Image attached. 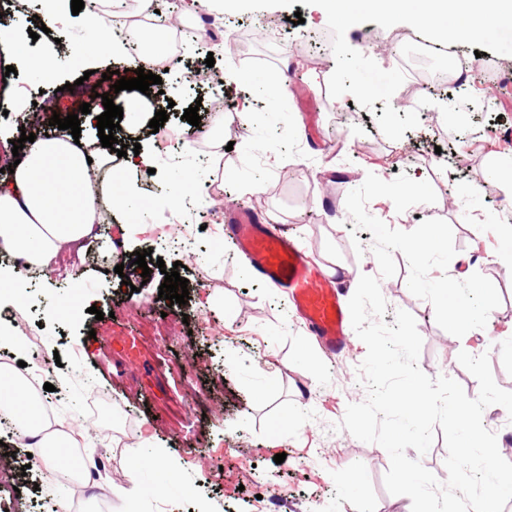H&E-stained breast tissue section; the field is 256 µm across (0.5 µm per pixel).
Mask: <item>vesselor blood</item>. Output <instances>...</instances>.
Wrapping results in <instances>:
<instances>
[{
	"label": "vessel or blood",
	"mask_w": 512,
	"mask_h": 512,
	"mask_svg": "<svg viewBox=\"0 0 512 512\" xmlns=\"http://www.w3.org/2000/svg\"><path fill=\"white\" fill-rule=\"evenodd\" d=\"M228 227L257 277L287 292L320 345L334 355L345 350L351 336L341 290L305 249L290 237L270 234L259 215L247 209L231 210Z\"/></svg>",
	"instance_id": "obj_1"
}]
</instances>
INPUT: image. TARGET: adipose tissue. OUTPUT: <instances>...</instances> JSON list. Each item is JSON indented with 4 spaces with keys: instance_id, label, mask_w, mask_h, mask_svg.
<instances>
[{
    "instance_id": "adipose-tissue-1",
    "label": "adipose tissue",
    "mask_w": 512,
    "mask_h": 512,
    "mask_svg": "<svg viewBox=\"0 0 512 512\" xmlns=\"http://www.w3.org/2000/svg\"><path fill=\"white\" fill-rule=\"evenodd\" d=\"M152 165V155L143 152L128 155L124 168L113 169L108 148L95 142L75 143L69 134L32 142L9 188H0V249L22 260L0 276V290L19 292L31 270L51 269L62 252L82 250L102 220L104 201L127 214L138 213L142 200L134 189L127 186L119 196L108 197L104 178L113 173L122 178L127 171ZM0 411L36 437L49 474H74L70 459L81 430L50 429L22 373L5 364H0Z\"/></svg>"
}]
</instances>
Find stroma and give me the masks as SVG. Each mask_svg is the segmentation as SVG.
Here are the masks:
<instances>
[{"instance_id":"obj_1","label":"stroma","mask_w":512,"mask_h":512,"mask_svg":"<svg viewBox=\"0 0 512 512\" xmlns=\"http://www.w3.org/2000/svg\"><path fill=\"white\" fill-rule=\"evenodd\" d=\"M40 3L26 0L22 15L6 12L0 2V24L20 35L26 52H48L56 59L55 76L46 85L32 78L24 59L15 61L11 74L0 65V100L10 106L8 114H0V146L19 139L32 110L41 115L40 133L57 134L49 123L53 114L78 113L93 88L109 89L103 73L129 64L126 52L92 60L78 53V46L96 43L95 32L78 15L31 39L28 29ZM297 12L303 23H292ZM223 18L220 34L209 32L182 46L176 66L156 68L162 83L149 88V110L116 133L125 145H140L156 158L154 174L128 176L145 210L134 218L113 212L81 257L29 277L20 296L0 293V311L24 313L11 334L36 337L46 355H59L46 380L64 421L88 422L87 396L98 392L106 416H119L136 432L132 442L116 449L105 446L98 432L87 431L76 453L97 462L100 477L86 491L70 492L71 512H271L281 498L288 512H411L408 497L385 488L390 463L385 449L340 427L347 405L367 396L357 375L365 344L356 338L342 357L328 354L303 327L286 294L256 278L227 237L224 214L229 208L251 209L273 233L297 237L316 263L335 269V281L349 297L361 275L379 273L371 232L355 230L346 208L352 186L362 185L370 173L385 181L403 173L429 181L435 203L400 213L380 197L367 210L403 231L427 219L447 221L457 253L444 272L459 281L481 273L495 285L501 303L485 328L454 337L437 325L432 304L409 291L408 264L397 251L396 275L380 281L384 320L394 324L400 309L414 316L423 340L418 365L429 377H450L468 397H476L478 382L458 354L485 353L497 385L512 391V267L502 260L499 233L500 224L512 219V171L486 175L499 155L512 154V55L434 43V63L450 69L453 85L405 83L390 102L375 101L368 110L351 95L329 96L331 48L302 47L306 35L328 34L322 8L297 0L289 8L227 12ZM346 40L357 50L372 43L371 58L391 70L422 37L406 24L384 29L367 22L350 27ZM209 56L214 66L206 65ZM479 57L496 65V75L474 76L469 66ZM209 67L233 76L234 84L202 81L190 89L186 75ZM273 78L288 87L275 106L263 92ZM491 92L496 105L470 111L471 130L446 128L439 103L465 93L481 100ZM227 97L238 109L225 113L219 128L214 111ZM423 97L430 98V106L419 107ZM165 102L169 118L152 130L153 107ZM388 104L401 114L418 110L417 130L388 139L376 123ZM192 105L201 118L196 127L183 119ZM420 133L452 147V159L427 154L416 140ZM219 136L232 150L204 160V146ZM177 174L191 175L206 194L174 214L164 202ZM190 211L206 215L194 243L151 238L152 225L179 224ZM143 249L149 252L147 277L134 262ZM161 261L177 266L187 279L186 303L160 297ZM444 272L436 269L431 276ZM63 302L73 304L71 314H56ZM93 306L104 312V320L90 314ZM146 446L162 456L166 471L145 465L139 450ZM279 453L286 456L280 464L274 461ZM219 457L224 463L218 471L211 462ZM131 472L137 475L132 495L126 491ZM17 488L13 512H55L58 497L36 472L20 477Z\"/></svg>"}]
</instances>
